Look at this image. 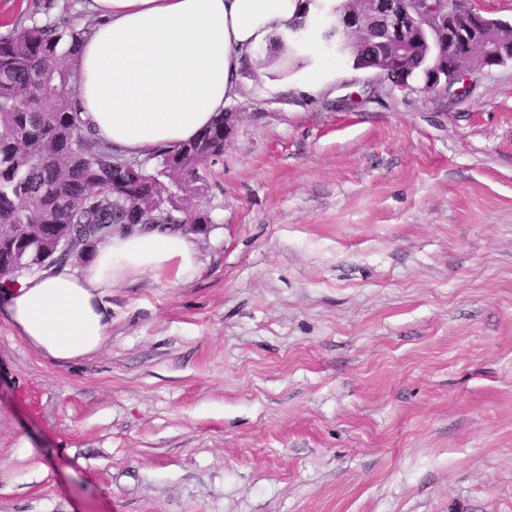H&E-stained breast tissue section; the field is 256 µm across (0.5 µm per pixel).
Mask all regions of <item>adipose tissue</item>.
Listing matches in <instances>:
<instances>
[{
  "mask_svg": "<svg viewBox=\"0 0 512 512\" xmlns=\"http://www.w3.org/2000/svg\"><path fill=\"white\" fill-rule=\"evenodd\" d=\"M96 25L78 46V110L98 137L145 158L195 138L238 91L263 48L279 58L306 0H86ZM180 229L109 238L83 266L24 275L0 293L20 336L54 362L86 358L109 327L102 289L150 272L175 282L197 270Z\"/></svg>",
  "mask_w": 512,
  "mask_h": 512,
  "instance_id": "1",
  "label": "adipose tissue"
}]
</instances>
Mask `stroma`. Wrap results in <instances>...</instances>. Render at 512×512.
Instances as JSON below:
<instances>
[{
	"label": "stroma",
	"instance_id": "1",
	"mask_svg": "<svg viewBox=\"0 0 512 512\" xmlns=\"http://www.w3.org/2000/svg\"><path fill=\"white\" fill-rule=\"evenodd\" d=\"M314 66L333 97L226 102L198 275L104 289L71 363L0 311V512H512V63L440 96Z\"/></svg>",
	"mask_w": 512,
	"mask_h": 512
}]
</instances>
